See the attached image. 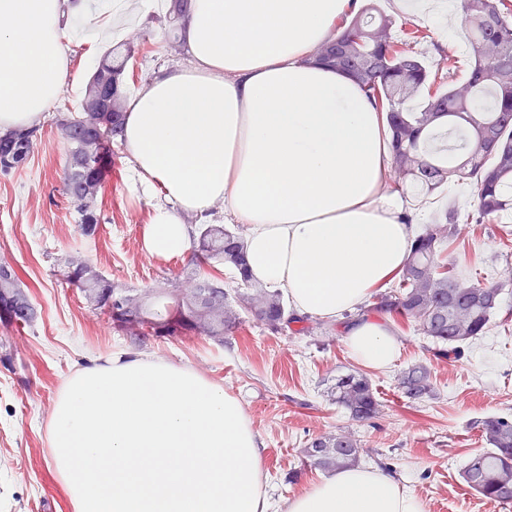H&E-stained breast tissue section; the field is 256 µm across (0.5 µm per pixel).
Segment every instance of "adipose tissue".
I'll return each instance as SVG.
<instances>
[{
    "label": "adipose tissue",
    "mask_w": 512,
    "mask_h": 512,
    "mask_svg": "<svg viewBox=\"0 0 512 512\" xmlns=\"http://www.w3.org/2000/svg\"><path fill=\"white\" fill-rule=\"evenodd\" d=\"M361 0H189L192 64L126 91L121 140L133 188L155 198L145 253L189 251L191 214L222 207L246 228L253 277L288 311L342 318L402 269L418 225L389 183L385 114L349 76L312 57ZM166 0H0V134L52 112L70 76L66 45L98 57L127 32L157 27ZM351 355L390 366L400 348L382 320L344 329ZM51 465L72 512H268L262 448L240 400L187 366L113 353L72 375L52 415ZM288 512H427L370 468L344 469Z\"/></svg>",
    "instance_id": "1"
}]
</instances>
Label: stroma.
<instances>
[{
    "label": "stroma",
    "instance_id": "stroma-1",
    "mask_svg": "<svg viewBox=\"0 0 512 512\" xmlns=\"http://www.w3.org/2000/svg\"><path fill=\"white\" fill-rule=\"evenodd\" d=\"M124 25L142 35L125 61L126 83L174 64L191 66L188 52L171 50L170 30L144 31L134 17ZM73 88L64 89L54 114L40 123L24 168L0 174V258L13 266L38 309L34 328L0 323V512H71L50 463L53 403L76 371L130 346L79 289L61 279L67 259L83 257L113 281L138 290L194 275L224 280L232 294L238 288L225 281L223 263L196 265L187 254L160 260L143 252L151 204L131 188L123 147H116L98 196L99 229L91 237L80 234L74 206L61 192L66 146L56 124L57 113L76 111L80 103ZM503 229L512 230V211L469 225L451 244L460 277L491 281L512 275V248L493 241ZM393 327L400 343L396 361L367 371L385 405L384 416L371 425L349 420L329 397L337 376L359 367L338 325L329 333L302 335L272 333L247 319L221 345L191 335L152 341L145 350L194 368L240 399L264 443L267 492L279 512L321 477L314 469L301 471L304 447L339 430L360 440L361 466L390 475L422 498L428 512H503L469 490L461 471L485 446L480 421L512 417V325L494 323L461 360L436 363L437 396L416 407L400 396L396 376L427 353L410 325L397 321Z\"/></svg>",
    "mask_w": 512,
    "mask_h": 512
}]
</instances>
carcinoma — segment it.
<instances>
[{
	"label": "carcinoma",
	"instance_id": "carcinoma-1",
	"mask_svg": "<svg viewBox=\"0 0 512 512\" xmlns=\"http://www.w3.org/2000/svg\"><path fill=\"white\" fill-rule=\"evenodd\" d=\"M460 25L470 43L472 64L467 76L455 79L452 59L442 54L429 67L414 49L417 31L408 29L394 40V20L368 3L335 31V45L321 48L314 61L346 72L372 92L388 112L391 180L399 188L432 192L454 178L472 183L477 215L453 206L439 211L421 226L397 285L375 296L362 314L389 315L409 323L426 339L436 360L458 359L465 347L484 335L499 315L512 279L462 281L449 251L458 225L480 224L489 216L512 209V9L505 0H461ZM123 74L107 54L90 76L78 115L58 120L67 146L63 194L78 213L83 235L97 233V198L112 170V147L122 130L121 113H101L97 127L84 121L85 102L103 81ZM38 128L0 136V171L22 168L34 148ZM495 147H490V142ZM199 236L209 247L194 250L198 263L222 261L235 269L243 286L240 303L256 324L274 333L291 328L294 320L280 293L253 281L248 273L243 230L221 224H202ZM65 280L84 293L99 296V308L119 305L135 317L142 332L132 343L153 339L204 335L220 344L232 336L240 314L220 281L201 279L196 292L172 297L161 288L141 296L107 277L83 267H70ZM35 307L16 274L0 277V321L32 325ZM397 387L407 403L417 406L434 398L431 362L402 369ZM336 404L357 423H371L382 415V402L372 380L352 371L331 387ZM487 448L470 456L462 469L467 487L489 502L512 505V419L491 415L481 421ZM360 440L352 434L317 437L303 451L309 467L323 471L354 466L360 460Z\"/></svg>",
	"mask_w": 512,
	"mask_h": 512
}]
</instances>
